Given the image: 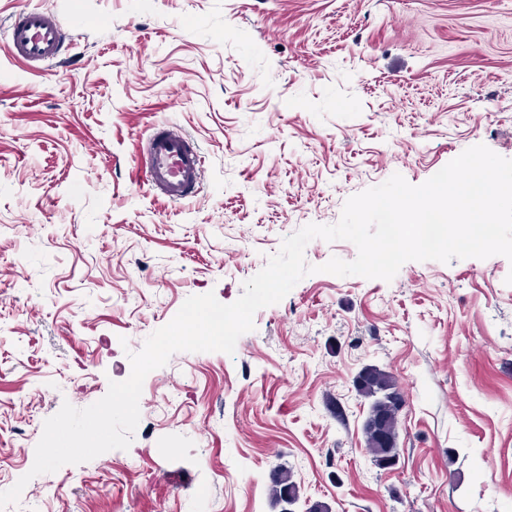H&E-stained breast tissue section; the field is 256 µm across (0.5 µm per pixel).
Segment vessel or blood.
I'll use <instances>...</instances> for the list:
<instances>
[{
	"label": "vessel or blood",
	"mask_w": 512,
	"mask_h": 512,
	"mask_svg": "<svg viewBox=\"0 0 512 512\" xmlns=\"http://www.w3.org/2000/svg\"><path fill=\"white\" fill-rule=\"evenodd\" d=\"M13 53L30 66L58 59L66 33L56 17L32 9L24 11L9 28ZM203 160L200 152L178 129L153 133L146 144L145 184L160 191L170 201L188 200L201 181Z\"/></svg>",
	"instance_id": "1"
}]
</instances>
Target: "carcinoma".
I'll use <instances>...</instances> for the list:
<instances>
[{"label":"carcinoma","instance_id":"carcinoma-1","mask_svg":"<svg viewBox=\"0 0 512 512\" xmlns=\"http://www.w3.org/2000/svg\"><path fill=\"white\" fill-rule=\"evenodd\" d=\"M357 390L363 397L373 399L364 430H370L375 417L383 423L379 439L366 438L373 462L379 468L390 466L397 455L398 413L404 404L403 395L390 373L375 368L366 370V374L357 381ZM273 495L277 500L286 497L292 502L300 498L292 472L284 465L274 470Z\"/></svg>","mask_w":512,"mask_h":512}]
</instances>
